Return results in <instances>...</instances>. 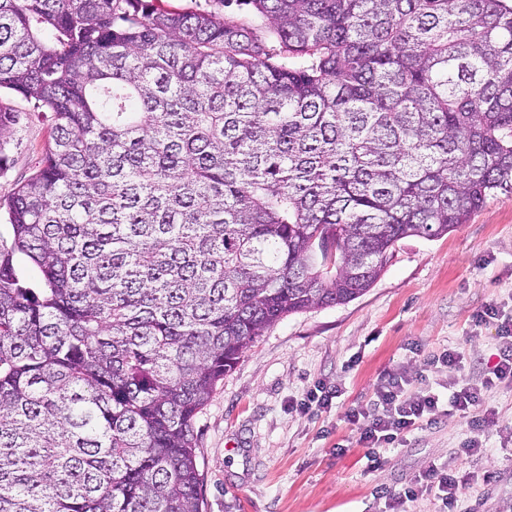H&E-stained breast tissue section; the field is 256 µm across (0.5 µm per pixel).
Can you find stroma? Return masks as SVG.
I'll list each match as a JSON object with an SVG mask.
<instances>
[{
	"instance_id": "stroma-1",
	"label": "stroma",
	"mask_w": 512,
	"mask_h": 512,
	"mask_svg": "<svg viewBox=\"0 0 512 512\" xmlns=\"http://www.w3.org/2000/svg\"><path fill=\"white\" fill-rule=\"evenodd\" d=\"M0 102L16 116L0 148L4 199L35 170L51 115L7 89ZM489 304L512 311V192L503 190L448 235L401 240L364 294L289 315L259 337L195 419L203 512H388L387 492L433 463L470 473L464 512H512V452L503 448L512 384L488 392L495 418L481 436L486 451L467 465L457 457L468 435L459 417L408 435L374 472L345 418L387 374L447 397L451 373L434 357L449 348L467 354L461 377L480 381L499 353L495 325L474 321ZM318 381L342 389L331 410H297Z\"/></svg>"
}]
</instances>
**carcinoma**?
Masks as SVG:
<instances>
[{
    "instance_id": "cac0c4a2",
    "label": "carcinoma",
    "mask_w": 512,
    "mask_h": 512,
    "mask_svg": "<svg viewBox=\"0 0 512 512\" xmlns=\"http://www.w3.org/2000/svg\"><path fill=\"white\" fill-rule=\"evenodd\" d=\"M249 4L0 0V89L53 116L5 202L0 512H203L257 338L512 189L509 0Z\"/></svg>"
}]
</instances>
